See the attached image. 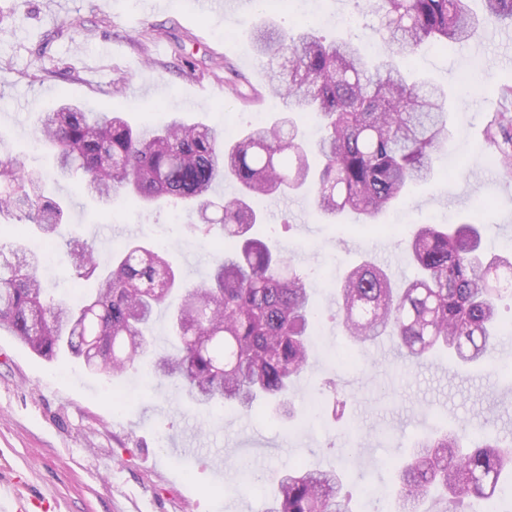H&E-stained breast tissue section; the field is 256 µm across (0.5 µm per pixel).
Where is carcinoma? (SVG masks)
<instances>
[{
  "label": "carcinoma",
  "instance_id": "carcinoma-1",
  "mask_svg": "<svg viewBox=\"0 0 512 512\" xmlns=\"http://www.w3.org/2000/svg\"><path fill=\"white\" fill-rule=\"evenodd\" d=\"M373 0L377 33L387 46L376 58L351 40L330 41L301 23L254 30L256 52L278 74L276 94L288 116L223 143L203 123L172 117L135 128L120 112L62 103L42 112L37 140L53 154V180L81 177L107 203L118 192L135 202L182 204L208 235L222 230L224 257L203 284L183 286L162 251L130 241L102 264L93 244L66 241L73 275L94 281L80 303L54 300L37 272L38 256L0 246V331L52 361L70 354L119 378L150 353L145 329L172 307L175 352L154 356L152 371L183 389L199 407L230 401L249 412L260 400H284L309 365L317 326L309 276L251 236L262 216L256 196L313 193L316 212L334 221L350 211L374 228L411 185L434 174V154L448 139V93L426 77L414 83L396 61L425 47L463 43L490 25L512 23V0ZM0 214L56 236L67 201L46 191L0 137ZM236 194L216 203L226 179ZM416 276L393 286L365 260L337 288L346 335L354 343L389 337L407 364L436 352L463 363L492 357L506 330L498 306L512 297V261L486 258L477 217L454 225L421 224L407 241ZM512 443L476 439L465 426L419 439L400 462L395 497L401 512H419L429 496L456 512L466 499L483 506L504 492ZM343 468L290 467L278 472L265 512H351Z\"/></svg>",
  "mask_w": 512,
  "mask_h": 512
}]
</instances>
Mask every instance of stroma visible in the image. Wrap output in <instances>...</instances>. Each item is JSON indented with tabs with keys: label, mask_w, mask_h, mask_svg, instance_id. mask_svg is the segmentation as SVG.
Here are the masks:
<instances>
[{
	"label": "stroma",
	"mask_w": 512,
	"mask_h": 512,
	"mask_svg": "<svg viewBox=\"0 0 512 512\" xmlns=\"http://www.w3.org/2000/svg\"><path fill=\"white\" fill-rule=\"evenodd\" d=\"M261 20L285 29L303 21L326 39L385 50L370 0H284L260 11L245 0L224 14L198 0H0V135L42 171L36 115L64 97L136 123L171 110L219 131L271 123L279 117L276 78L250 42ZM410 66L450 92V137L434 176L382 215L388 232L354 228L351 215L337 228L305 195L252 201L264 216L258 235L311 273L324 313L291 396L292 420L230 405L201 411L143 368L115 380L73 358L46 361L0 332V479L39 498L32 512H264L278 470L344 460L343 493L357 512H397L394 465L435 426L512 439V331L482 368L461 370L443 354L407 368L393 343L349 347L337 312L333 285L352 264L369 259L396 280L412 279L404 237L419 224L462 223L479 203L485 252L512 258V175L493 162L505 140L499 122L512 117V42L487 45L478 36L427 49ZM228 78L244 98L225 89ZM59 194L69 221L41 266L55 296L75 286L65 249L73 236L106 253L135 239L158 242L185 285L207 279L217 250L193 230L197 215L122 196L101 203L74 181L61 182ZM377 241L382 251H373ZM187 437L191 449L176 451Z\"/></svg>",
	"instance_id": "1"
}]
</instances>
